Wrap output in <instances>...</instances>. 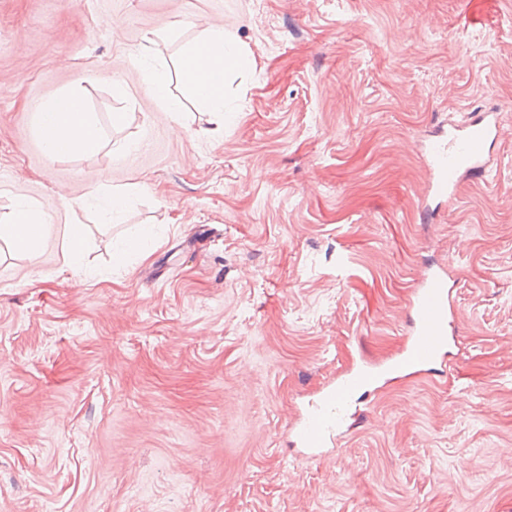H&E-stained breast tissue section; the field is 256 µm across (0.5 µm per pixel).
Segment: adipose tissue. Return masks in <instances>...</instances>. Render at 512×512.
<instances>
[{"mask_svg": "<svg viewBox=\"0 0 512 512\" xmlns=\"http://www.w3.org/2000/svg\"><path fill=\"white\" fill-rule=\"evenodd\" d=\"M244 54L233 37L220 28L204 29L202 35L183 52L178 78L195 100L213 116L216 126L224 124V79L239 69ZM79 90L59 95L37 115V126L48 156H56L58 147L72 153L94 152L102 134L87 111H71L82 103ZM48 233V218L31 201L17 202L6 222L0 223V240L14 251L37 256Z\"/></svg>", "mask_w": 512, "mask_h": 512, "instance_id": "obj_1", "label": "adipose tissue"}]
</instances>
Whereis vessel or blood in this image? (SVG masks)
<instances>
[{"label": "vessel or blood", "mask_w": 512, "mask_h": 512, "mask_svg": "<svg viewBox=\"0 0 512 512\" xmlns=\"http://www.w3.org/2000/svg\"><path fill=\"white\" fill-rule=\"evenodd\" d=\"M495 111L478 113L464 126L436 130L427 146L430 179L426 196L434 205L452 203L464 177L478 178L488 170L486 155L498 137ZM412 321L409 336L398 356L383 365L364 366L344 374L307 410L293 435L311 453L337 444L356 416V397L380 383L384 375L407 377L444 360L456 333L453 290L445 269L424 276L410 300Z\"/></svg>", "instance_id": "obj_1"}]
</instances>
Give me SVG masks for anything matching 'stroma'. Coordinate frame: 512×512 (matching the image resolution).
Listing matches in <instances>:
<instances>
[{"instance_id": "stroma-1", "label": "stroma", "mask_w": 512, "mask_h": 512, "mask_svg": "<svg viewBox=\"0 0 512 512\" xmlns=\"http://www.w3.org/2000/svg\"><path fill=\"white\" fill-rule=\"evenodd\" d=\"M212 25L246 51L214 132L176 78ZM73 88L102 144L48 157L37 111ZM491 107L487 180L421 222L424 140ZM20 200L50 229L0 250V512H512V0H0V216ZM431 264L447 361L295 445L326 385L398 353ZM66 249L72 256L81 254L87 243V229L85 224H68L65 230Z\"/></svg>"}]
</instances>
